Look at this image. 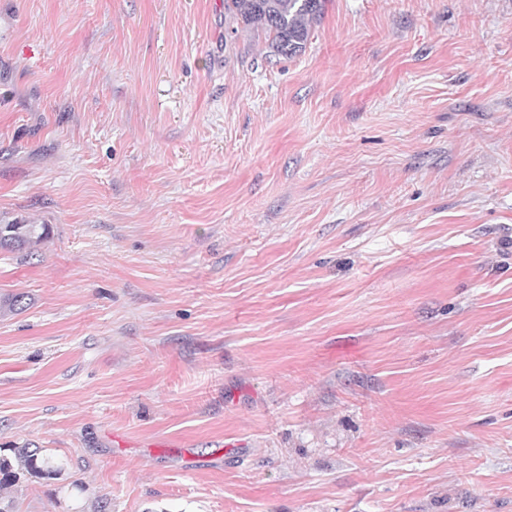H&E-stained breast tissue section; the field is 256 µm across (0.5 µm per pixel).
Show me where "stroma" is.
I'll return each instance as SVG.
<instances>
[{
    "label": "stroma",
    "mask_w": 512,
    "mask_h": 512,
    "mask_svg": "<svg viewBox=\"0 0 512 512\" xmlns=\"http://www.w3.org/2000/svg\"><path fill=\"white\" fill-rule=\"evenodd\" d=\"M14 512H512V0H0ZM324 0H224V12L237 25L260 28L275 56L293 57L305 50L310 28ZM49 235L50 227L46 224H0V250L11 253L30 250ZM12 457L0 455V512H13L12 502L3 496L24 472L34 476H57L63 466L47 457H40L38 448H11Z\"/></svg>",
    "instance_id": "obj_1"
}]
</instances>
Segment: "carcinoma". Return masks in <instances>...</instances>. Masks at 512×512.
Here are the masks:
<instances>
[{
	"mask_svg": "<svg viewBox=\"0 0 512 512\" xmlns=\"http://www.w3.org/2000/svg\"><path fill=\"white\" fill-rule=\"evenodd\" d=\"M325 0H224V12L236 24L259 28L269 37L272 53L293 57L305 50L310 28L323 13ZM50 235L47 224H0V250L20 252L46 240ZM29 306L23 293L7 296L0 308L21 311ZM13 456L0 455V512H13L6 490L17 482L20 474L56 476L63 466L40 456V450L29 447L11 449Z\"/></svg>",
	"mask_w": 512,
	"mask_h": 512,
	"instance_id": "carcinoma-1",
	"label": "carcinoma"
}]
</instances>
